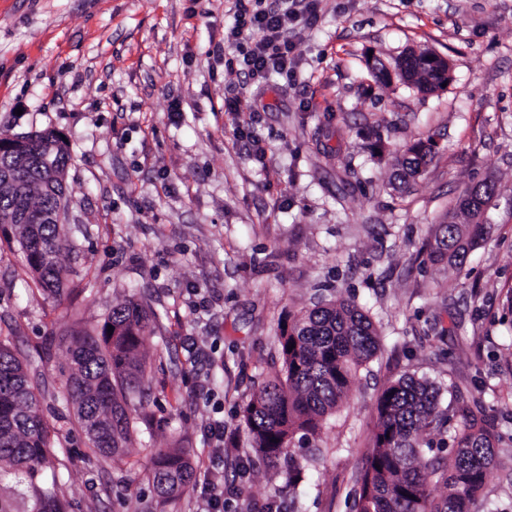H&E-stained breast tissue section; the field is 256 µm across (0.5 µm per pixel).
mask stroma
<instances>
[{
	"instance_id": "35a3bbf8",
	"label": "stroma",
	"mask_w": 512,
	"mask_h": 512,
	"mask_svg": "<svg viewBox=\"0 0 512 512\" xmlns=\"http://www.w3.org/2000/svg\"><path fill=\"white\" fill-rule=\"evenodd\" d=\"M233 0H0V129H53L72 150L78 225L66 294L38 290L0 242V341L27 356L69 478L65 512H200L195 488L161 503L152 449L187 448L224 484L228 512H351L349 494L391 379L433 382L441 403L481 399L500 435L473 512H512V0H318L290 75L249 80L225 48ZM409 49L447 57L452 80L421 93L376 82ZM248 107L229 113L224 94ZM340 148L327 157L314 139ZM433 139L431 161L393 190L397 150ZM495 184L492 233L463 267L424 250L462 192ZM353 299L380 349L291 460H255L240 407L281 369L280 324ZM156 309L142 351L149 387L121 457L88 461L63 335L100 332L113 305ZM223 421L235 449L218 452ZM298 503L277 496L289 463Z\"/></svg>"
}]
</instances>
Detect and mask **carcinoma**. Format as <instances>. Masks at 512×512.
<instances>
[{
	"label": "carcinoma",
	"mask_w": 512,
	"mask_h": 512,
	"mask_svg": "<svg viewBox=\"0 0 512 512\" xmlns=\"http://www.w3.org/2000/svg\"><path fill=\"white\" fill-rule=\"evenodd\" d=\"M408 67L416 87L430 90L437 75L425 55L408 61ZM20 138L27 143L25 161L0 151V224L11 223L26 269L39 288L57 297L64 292V258L73 245L65 225L42 215L67 208L70 145L60 143L51 129ZM433 152L430 139L405 144L394 181L407 184ZM495 196L492 183L466 190L453 219L438 225L430 259L463 266L491 232L486 214ZM155 321L151 308L128 300L112 307L100 334L85 332L67 344L68 397L98 461L120 457L132 439L127 406L143 397L147 382L138 348ZM379 345L371 318L352 302L317 304L284 321L281 370L239 411L256 455L275 461L297 434H316ZM495 438L494 427L478 422L465 403L443 409L438 387L399 376L378 396L376 432L355 481L352 512H471L497 463ZM45 469L64 478L23 358L0 344V512H64L58 492L39 484ZM150 479L162 500L180 497L194 479L187 452L154 449Z\"/></svg>",
	"instance_id": "1"
}]
</instances>
